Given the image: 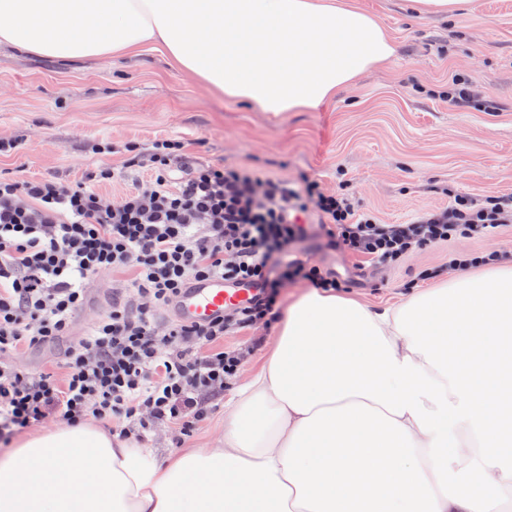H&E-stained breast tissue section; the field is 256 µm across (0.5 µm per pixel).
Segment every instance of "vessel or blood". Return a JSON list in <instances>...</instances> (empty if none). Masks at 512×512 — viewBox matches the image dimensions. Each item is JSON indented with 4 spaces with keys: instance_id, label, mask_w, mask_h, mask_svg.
<instances>
[{
    "instance_id": "vessel-or-blood-1",
    "label": "vessel or blood",
    "mask_w": 512,
    "mask_h": 512,
    "mask_svg": "<svg viewBox=\"0 0 512 512\" xmlns=\"http://www.w3.org/2000/svg\"><path fill=\"white\" fill-rule=\"evenodd\" d=\"M254 294L253 288L228 286L218 278L194 282L187 286L176 312L190 321L205 320L223 313L227 308L248 302Z\"/></svg>"
}]
</instances>
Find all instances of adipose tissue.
<instances>
[{"instance_id":"ef3b65f1","label":"adipose tissue","mask_w":512,"mask_h":512,"mask_svg":"<svg viewBox=\"0 0 512 512\" xmlns=\"http://www.w3.org/2000/svg\"><path fill=\"white\" fill-rule=\"evenodd\" d=\"M0 42L150 47L275 115L396 52L351 0H0ZM226 406L218 447L168 458L91 424L30 434L0 454V512H512V256L398 304L302 294Z\"/></svg>"}]
</instances>
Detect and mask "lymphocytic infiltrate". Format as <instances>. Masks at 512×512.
<instances>
[{"label": "lymphocytic infiltrate", "mask_w": 512, "mask_h": 512, "mask_svg": "<svg viewBox=\"0 0 512 512\" xmlns=\"http://www.w3.org/2000/svg\"><path fill=\"white\" fill-rule=\"evenodd\" d=\"M93 151L105 164L72 185L0 174L1 447L49 417L108 422L118 437L141 441L160 425L193 436L243 364V350L225 338L272 326L288 285L340 288L334 272L298 251L309 234L331 251L395 266L454 237L493 239L512 226L511 193L457 194L409 223L384 224L304 175L291 181L240 165L186 164L184 144L171 138L127 146L125 165L139 177L113 199L101 190L119 178L107 162L112 145L101 141ZM107 271L130 278L67 347L65 376L21 364L22 349L70 335L90 285ZM210 278L252 283L259 293L202 322L158 317L188 281Z\"/></svg>", "instance_id": "obj_1"}]
</instances>
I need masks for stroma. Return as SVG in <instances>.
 <instances>
[{
  "instance_id": "1",
  "label": "stroma",
  "mask_w": 512,
  "mask_h": 512,
  "mask_svg": "<svg viewBox=\"0 0 512 512\" xmlns=\"http://www.w3.org/2000/svg\"><path fill=\"white\" fill-rule=\"evenodd\" d=\"M354 3L384 25L395 56L317 109L278 117L224 99L152 50L130 60L69 61L0 42V138L19 143L17 155L0 159V172L76 183L101 162L91 150L94 141L112 143L110 162L118 166L125 144L173 138L195 162L292 179L308 175L328 191H345L385 224L444 206L452 193H512V0H463L449 16L415 14L407 0ZM455 74L475 95H493L496 111L430 96ZM301 248L314 264L335 266L347 294L384 305L423 269L447 265L449 254L512 252V230L492 240L457 237L398 266L361 271L316 240ZM125 279L104 273L76 315L70 339L26 352L22 361L57 370L69 341L85 334ZM277 333L259 327L225 343L246 349L249 373L265 364Z\"/></svg>"
}]
</instances>
